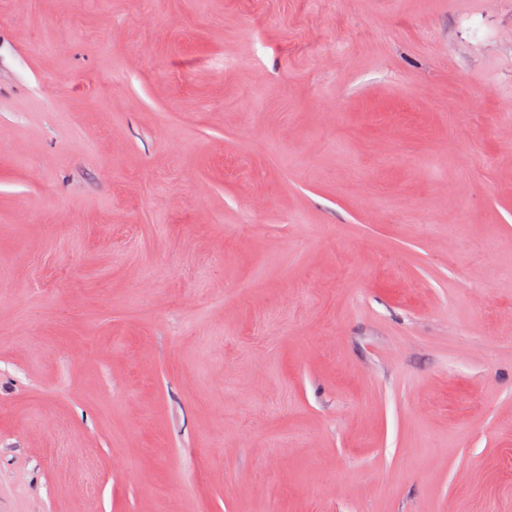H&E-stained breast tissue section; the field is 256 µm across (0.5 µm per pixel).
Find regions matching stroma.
Here are the masks:
<instances>
[{
	"label": "stroma",
	"instance_id": "stroma-1",
	"mask_svg": "<svg viewBox=\"0 0 512 512\" xmlns=\"http://www.w3.org/2000/svg\"><path fill=\"white\" fill-rule=\"evenodd\" d=\"M270 506L512 512V0H0V512Z\"/></svg>",
	"mask_w": 512,
	"mask_h": 512
}]
</instances>
